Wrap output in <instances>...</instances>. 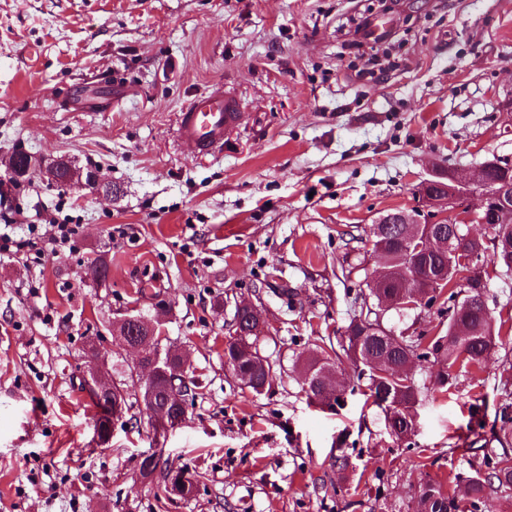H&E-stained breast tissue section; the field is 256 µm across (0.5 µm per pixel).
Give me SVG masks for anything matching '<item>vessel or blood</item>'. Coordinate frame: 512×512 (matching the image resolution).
Segmentation results:
<instances>
[{"label": "vessel or blood", "instance_id": "b4317fda", "mask_svg": "<svg viewBox=\"0 0 512 512\" xmlns=\"http://www.w3.org/2000/svg\"><path fill=\"white\" fill-rule=\"evenodd\" d=\"M240 119L237 99L217 84L181 110L177 135L197 153L206 155L223 148L228 130Z\"/></svg>", "mask_w": 512, "mask_h": 512}]
</instances>
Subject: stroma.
Returning <instances> with one entry per match:
<instances>
[{
	"mask_svg": "<svg viewBox=\"0 0 512 512\" xmlns=\"http://www.w3.org/2000/svg\"><path fill=\"white\" fill-rule=\"evenodd\" d=\"M369 2L0 0V184L21 149L112 185L11 186V231L38 225L44 256L0 257V512H415L429 483L474 512L466 478L486 466L467 428L473 413L499 416L512 343L445 392L420 362L417 428L402 440L356 372L330 410L308 399L297 363L348 325L351 289L380 266L366 236L378 217L416 207L432 171L512 156V0H412L380 17L398 32L380 76L351 28ZM28 45L38 68L19 64ZM216 82L242 119L223 151L199 157L178 115ZM66 218L80 237L56 258L48 233ZM98 256L110 270L99 285L84 276ZM244 299L264 307L262 352L277 365L260 395L224 363ZM160 300L166 344L188 352L201 385L166 433L138 402L134 352L112 336L128 309L151 317ZM447 319L438 305L384 324L414 336ZM91 336L128 393L127 425L104 445L80 391ZM155 448L201 474L191 498L158 499L139 477Z\"/></svg>",
	"mask_w": 512,
	"mask_h": 512,
	"instance_id": "35a3bbf8",
	"label": "stroma"
}]
</instances>
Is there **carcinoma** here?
I'll return each instance as SVG.
<instances>
[{
	"instance_id": "obj_1",
	"label": "carcinoma",
	"mask_w": 512,
	"mask_h": 512,
	"mask_svg": "<svg viewBox=\"0 0 512 512\" xmlns=\"http://www.w3.org/2000/svg\"><path fill=\"white\" fill-rule=\"evenodd\" d=\"M426 234L420 224H392L386 229L373 224L370 236L374 252L382 259L387 272L376 273L366 288L359 289L353 298V316L337 343H316L301 359L305 392L309 400L320 406L332 408L341 395L327 398L323 392V381L337 370L347 367L366 376L369 398L384 410L385 424L390 431L408 428V418L419 402L421 388L414 376L415 362L425 361L439 366L436 385L445 388L454 369L483 368L489 361L500 334L494 330V320L486 302L489 273L473 278L467 287L472 304L466 312L461 308L448 309V322L432 335H395L383 324V316L390 310L403 309L409 289L403 287L408 277H415L418 291L448 293L451 302L460 284L456 275L461 268L463 255L443 249L434 255H413L408 252L410 237ZM509 238L508 226L493 227L489 242H472L469 251L489 253V263L500 275L512 276V252L504 240ZM234 323L241 335L230 337L224 343V364L249 392L259 395L272 388L277 376L263 366L258 356L257 337L251 332L259 324V317L248 305L235 306ZM81 391L95 408L94 429L102 442H107L111 433L108 411L93 391L81 384ZM491 438L499 444L497 448L484 449V458L489 471L477 474L468 480L474 493L473 505L486 504L489 495L498 490L512 489V450L507 448L512 432L507 421H502L500 430L490 428ZM140 473L145 478H158L164 491L188 497L200 475L191 477L186 470H173L158 458L140 462ZM452 498L442 487L429 485L423 489L417 512H455Z\"/></svg>"
}]
</instances>
